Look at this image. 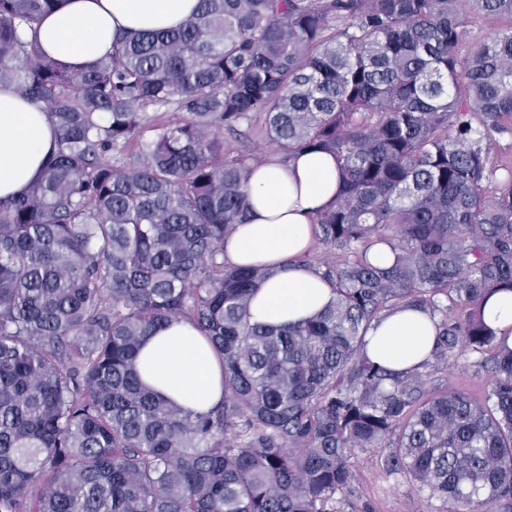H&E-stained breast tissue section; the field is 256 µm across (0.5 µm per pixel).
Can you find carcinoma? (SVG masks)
<instances>
[{
    "label": "carcinoma",
    "instance_id": "obj_1",
    "mask_svg": "<svg viewBox=\"0 0 512 512\" xmlns=\"http://www.w3.org/2000/svg\"><path fill=\"white\" fill-rule=\"evenodd\" d=\"M464 1L509 26L463 59ZM56 2L0 0V86L56 137L0 200V512H372L347 496L377 448L448 512H512V348L482 309L512 292V0H198L80 71L30 37ZM259 118L281 161L336 162V301L302 324L250 323L273 270L224 261L254 164L222 133ZM403 308L436 320L428 371L365 353ZM174 320L223 366L205 414L139 375ZM460 346L476 396L430 383Z\"/></svg>",
    "mask_w": 512,
    "mask_h": 512
}]
</instances>
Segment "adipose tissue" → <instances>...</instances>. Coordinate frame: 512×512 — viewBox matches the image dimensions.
<instances>
[{"label":"adipose tissue","instance_id":"obj_1","mask_svg":"<svg viewBox=\"0 0 512 512\" xmlns=\"http://www.w3.org/2000/svg\"><path fill=\"white\" fill-rule=\"evenodd\" d=\"M197 4L198 0H61L43 19L37 43L76 71L108 54L120 32L178 27L195 13ZM53 147L54 130L46 112L13 88L0 87V199L18 196L40 179ZM336 190V165L326 154L303 153L285 164L274 157L255 165L247 220L224 240L226 262L266 264L276 270L254 292L251 322L298 323L335 301L334 283L292 259L309 248L312 219ZM366 339L372 360L403 372L421 368L430 359L435 328L426 313L403 309L386 316ZM139 369L146 384L191 411H209L223 400L222 366L187 322H173L150 337Z\"/></svg>","mask_w":512,"mask_h":512}]
</instances>
